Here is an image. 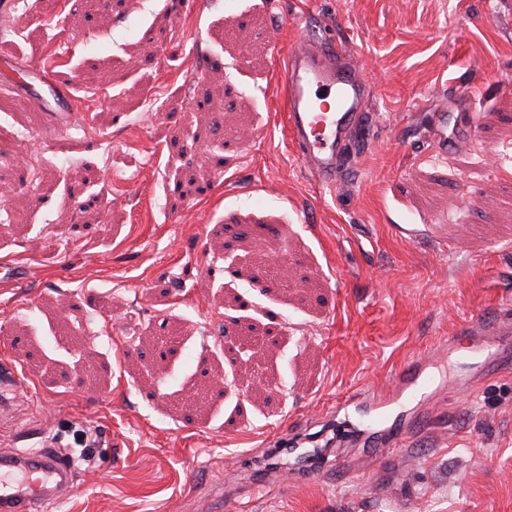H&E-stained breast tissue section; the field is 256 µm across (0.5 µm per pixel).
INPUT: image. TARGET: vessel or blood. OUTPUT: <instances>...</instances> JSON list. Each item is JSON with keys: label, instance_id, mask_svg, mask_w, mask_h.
Listing matches in <instances>:
<instances>
[{"label": "vessel or blood", "instance_id": "obj_1", "mask_svg": "<svg viewBox=\"0 0 512 512\" xmlns=\"http://www.w3.org/2000/svg\"><path fill=\"white\" fill-rule=\"evenodd\" d=\"M285 101L287 128L297 159L321 189L335 190L343 175L358 162L353 132L372 112V77L335 44L311 38L298 40L286 55L277 57ZM39 80L52 91L55 108L72 109V96L49 68L36 67ZM472 93H453L433 116L435 131L429 143L447 155L469 142L474 118H462L456 107L470 108ZM465 340L468 354L481 357L480 371L490 376L499 370L498 351L512 345V318L479 311L461 327L458 336L441 343L455 351ZM425 357L411 358L388 377L394 396L409 393L419 399L431 394L425 376ZM78 482L75 469L49 449L0 452V512H48L67 500Z\"/></svg>", "mask_w": 512, "mask_h": 512}]
</instances>
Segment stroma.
<instances>
[{
    "label": "stroma",
    "instance_id": "1",
    "mask_svg": "<svg viewBox=\"0 0 512 512\" xmlns=\"http://www.w3.org/2000/svg\"><path fill=\"white\" fill-rule=\"evenodd\" d=\"M303 33L377 70L362 163L333 193L287 135L273 50ZM14 62L69 83L73 110L21 94ZM463 85L474 135L434 155L430 114ZM0 187V259L28 270L0 282L18 377L0 444L73 459L75 427L96 435L51 512H512V367L465 404L476 367L456 353L428 369L437 401L387 410L407 445L356 437L349 472L326 447L265 452L512 301V0H201L178 20L169 0H20ZM311 464L327 475L279 490Z\"/></svg>",
    "mask_w": 512,
    "mask_h": 512
}]
</instances>
